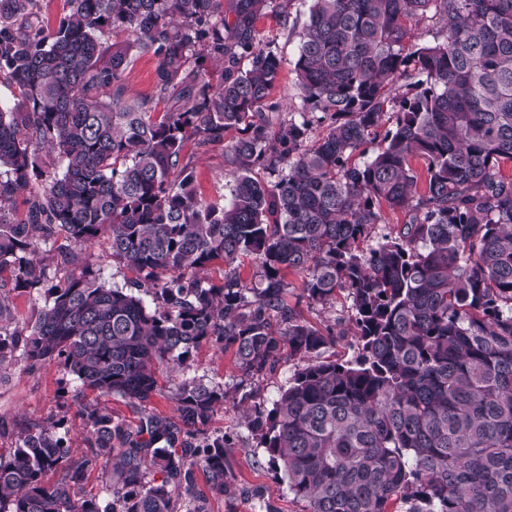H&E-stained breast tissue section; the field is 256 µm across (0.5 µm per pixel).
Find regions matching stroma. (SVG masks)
<instances>
[{"label": "stroma", "instance_id": "35a3bbf8", "mask_svg": "<svg viewBox=\"0 0 512 512\" xmlns=\"http://www.w3.org/2000/svg\"><path fill=\"white\" fill-rule=\"evenodd\" d=\"M257 28L264 39L272 41L274 50L282 58L280 79L271 97L276 101H289L295 93L294 64L299 37L283 30L278 17L272 14L263 17ZM182 157L193 170L203 198L223 202L229 192L224 178L223 144L201 147L191 140L186 143ZM296 369V360L284 356L271 374L257 381H247L236 367L232 351L210 342L202 343L193 351L189 375L222 385L230 395L229 402L212 416L204 435L209 439L224 434L232 437L233 446L227 449L226 460L235 478V490L230 497L217 494L212 491L206 474L197 472L196 492L207 512H257L263 501L272 504L276 512H307L306 503L289 493L283 470L271 462L265 449L259 447L243 426L234 403L235 397L249 392L254 402L271 406ZM95 401L131 425L137 424L144 413L168 418L176 415L174 404L162 392L142 405L112 396L99 399L94 394L81 392L78 382L62 363L53 361L32 372L18 365L0 382V455H9L16 445L18 432L31 423L55 424L59 436L78 451H85L87 429L83 406Z\"/></svg>", "mask_w": 512, "mask_h": 512}]
</instances>
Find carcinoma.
<instances>
[{"mask_svg":"<svg viewBox=\"0 0 512 512\" xmlns=\"http://www.w3.org/2000/svg\"><path fill=\"white\" fill-rule=\"evenodd\" d=\"M65 5L50 26L42 0H0V74L18 91L0 109V377L59 360L82 389L141 404L164 365L178 421L130 426L90 404L79 456L26 427L0 456V512H203L189 507L198 469L228 492L230 439L198 441L228 393L185 375L204 341L233 350L248 380L285 351L299 361L271 408L249 392L238 405L308 512H512V0ZM298 6L297 94L282 106L269 100L282 59L257 24L286 26ZM142 54L157 59L154 94L135 98ZM313 112L328 120L316 137ZM233 128L229 198L207 202L184 146ZM44 149L60 172L46 174ZM34 177L45 186L19 220L11 205ZM396 210L408 221L370 243ZM60 235L72 272L20 327L10 293L45 285L37 248ZM102 235L130 287H105L85 261ZM215 260L219 285L197 275ZM291 271L311 304L349 299L353 358L324 356L347 331L288 304ZM93 471L111 501L86 490Z\"/></svg>","mask_w":512,"mask_h":512,"instance_id":"cac0c4a2","label":"carcinoma"}]
</instances>
